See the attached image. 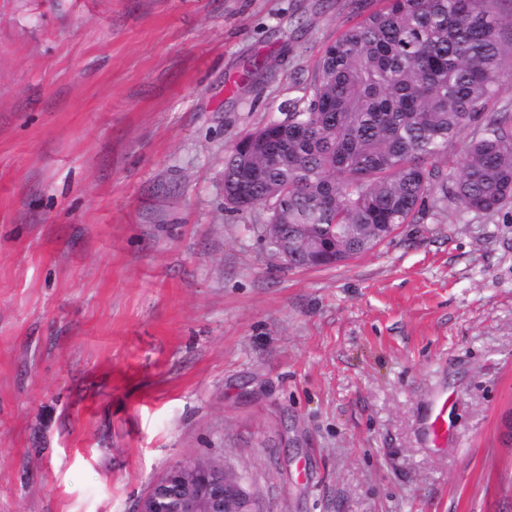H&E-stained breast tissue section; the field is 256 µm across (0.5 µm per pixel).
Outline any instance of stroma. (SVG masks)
<instances>
[{
    "label": "stroma",
    "instance_id": "35a3bbf8",
    "mask_svg": "<svg viewBox=\"0 0 512 512\" xmlns=\"http://www.w3.org/2000/svg\"><path fill=\"white\" fill-rule=\"evenodd\" d=\"M352 3L0 0V512L203 458L263 512H512V216L301 269L224 205ZM427 432L434 446L448 445V397L439 395L435 400L427 421Z\"/></svg>",
    "mask_w": 512,
    "mask_h": 512
}]
</instances>
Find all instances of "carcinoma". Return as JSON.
<instances>
[{
	"label": "carcinoma",
	"instance_id": "carcinoma-1",
	"mask_svg": "<svg viewBox=\"0 0 512 512\" xmlns=\"http://www.w3.org/2000/svg\"><path fill=\"white\" fill-rule=\"evenodd\" d=\"M505 2L354 0L358 21L324 48L307 92L258 129L275 152L225 156L232 210L274 207L261 221L272 253L309 238L327 268V246L338 263L357 257L431 206H511L512 113L488 109L512 58ZM471 126L446 173L448 144Z\"/></svg>",
	"mask_w": 512,
	"mask_h": 512
}]
</instances>
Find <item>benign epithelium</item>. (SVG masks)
<instances>
[{
	"mask_svg": "<svg viewBox=\"0 0 512 512\" xmlns=\"http://www.w3.org/2000/svg\"><path fill=\"white\" fill-rule=\"evenodd\" d=\"M135 512H262L259 503L224 469L195 463L170 466L139 499Z\"/></svg>",
	"mask_w": 512,
	"mask_h": 512,
	"instance_id": "benign-epithelium-1",
	"label": "benign epithelium"
}]
</instances>
